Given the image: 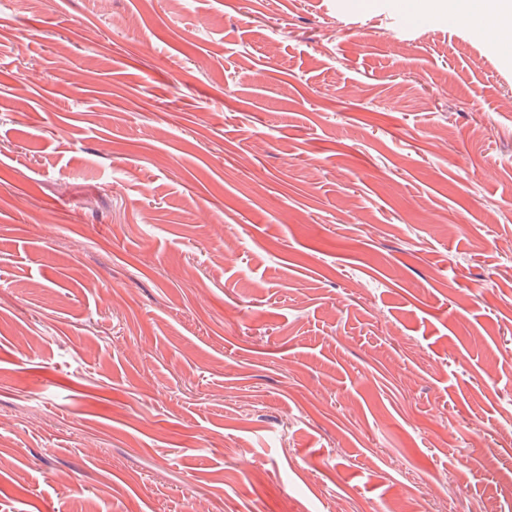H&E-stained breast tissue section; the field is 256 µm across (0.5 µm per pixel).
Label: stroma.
<instances>
[{"label":"stroma","mask_w":512,"mask_h":512,"mask_svg":"<svg viewBox=\"0 0 512 512\" xmlns=\"http://www.w3.org/2000/svg\"><path fill=\"white\" fill-rule=\"evenodd\" d=\"M368 2L0 14V512H512V42Z\"/></svg>","instance_id":"1"}]
</instances>
